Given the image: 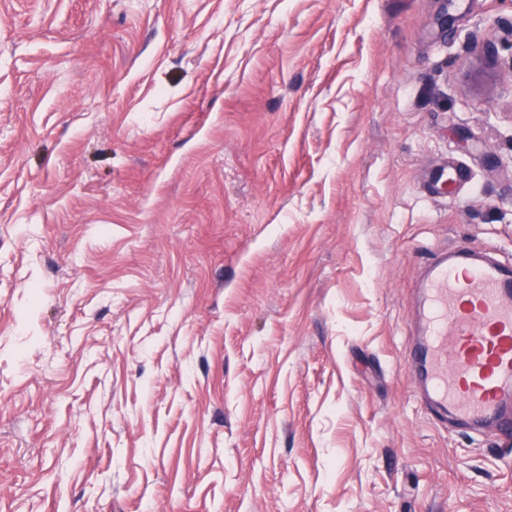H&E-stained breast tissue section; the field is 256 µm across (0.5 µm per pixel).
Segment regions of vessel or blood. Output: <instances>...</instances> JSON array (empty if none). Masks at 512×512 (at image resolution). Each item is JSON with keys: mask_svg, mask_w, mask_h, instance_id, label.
<instances>
[{"mask_svg": "<svg viewBox=\"0 0 512 512\" xmlns=\"http://www.w3.org/2000/svg\"><path fill=\"white\" fill-rule=\"evenodd\" d=\"M423 317L409 358L423 401L470 432L512 442V262L470 248L438 252L421 280Z\"/></svg>", "mask_w": 512, "mask_h": 512, "instance_id": "vessel-or-blood-1", "label": "vessel or blood"}]
</instances>
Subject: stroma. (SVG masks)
I'll use <instances>...</instances> for the list:
<instances>
[{"label":"stroma","instance_id":"1","mask_svg":"<svg viewBox=\"0 0 512 512\" xmlns=\"http://www.w3.org/2000/svg\"><path fill=\"white\" fill-rule=\"evenodd\" d=\"M461 244L512 0H0V512H512L408 363Z\"/></svg>","mask_w":512,"mask_h":512}]
</instances>
